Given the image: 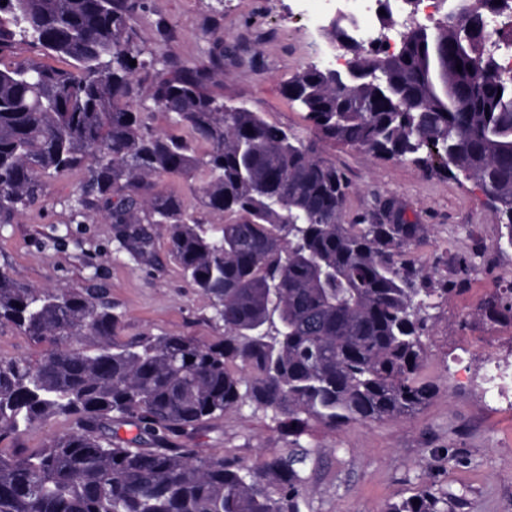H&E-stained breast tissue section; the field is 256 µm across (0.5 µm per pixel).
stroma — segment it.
Listing matches in <instances>:
<instances>
[{
	"mask_svg": "<svg viewBox=\"0 0 512 512\" xmlns=\"http://www.w3.org/2000/svg\"><path fill=\"white\" fill-rule=\"evenodd\" d=\"M132 23L145 55L188 63L207 61L214 44L247 58L224 63L218 91L245 103L271 125L316 139L315 129L282 94L288 78L330 47L307 31L293 0H143ZM169 37H162L158 23ZM324 157L350 181L347 220L380 212L394 201L426 232L412 248L416 263L448 279L447 292L429 299L425 376L438 392L419 412L375 424L329 427L312 423L298 445L308 449V495L302 512H383L423 486L447 494L454 512H512V392H486L484 365L512 369V320L483 313L489 296L512 281V248L500 243L495 204L472 182L431 175L406 160L323 144ZM81 179L71 171L48 181L40 207L0 224V270L41 288L77 290L99 281L108 289L126 336L177 333L203 342L224 327L170 259L161 227L151 230L148 259L120 250L101 211L73 216L67 206ZM204 455L252 464L295 444L276 428L271 412L243 408L203 423L189 441Z\"/></svg>",
	"mask_w": 512,
	"mask_h": 512,
	"instance_id": "obj_1",
	"label": "stroma"
}]
</instances>
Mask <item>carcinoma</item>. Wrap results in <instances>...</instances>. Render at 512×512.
<instances>
[{"mask_svg": "<svg viewBox=\"0 0 512 512\" xmlns=\"http://www.w3.org/2000/svg\"><path fill=\"white\" fill-rule=\"evenodd\" d=\"M462 12L407 27L392 51L353 35L346 14L329 35L361 70L344 83L311 64L283 85L318 142L409 160L472 180L496 203L512 247V75L487 46L478 0ZM139 0L0 3V224L36 207L45 178L79 170L68 200L85 217L101 208L119 248L145 260L151 227L224 326L217 342L120 336L121 315L97 288H35L0 272V326L51 349L36 361L0 356V443L59 415L76 428L30 452L0 448V512H301L307 453L246 464L170 441L249 405L275 413L299 440L310 422L330 427L411 416L436 394L427 360L425 298L435 272L409 258L425 233L403 211L345 218L350 183L294 132L267 123L211 87L209 64L143 57L131 24ZM19 44L62 67L11 59ZM136 65H130V61ZM462 71H457L456 64ZM153 73L142 87L141 73ZM382 98H377V95ZM172 116L151 129L136 99ZM207 227L164 175L193 179ZM512 317V288L485 306ZM133 422L120 445L112 426ZM385 512H451L430 486Z\"/></svg>", "mask_w": 512, "mask_h": 512, "instance_id": "carcinoma-1", "label": "carcinoma"}]
</instances>
